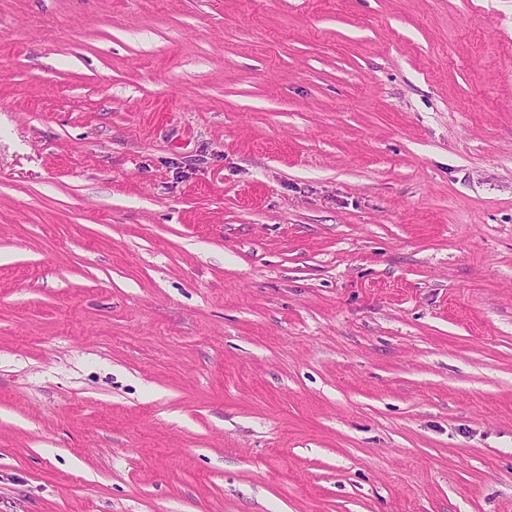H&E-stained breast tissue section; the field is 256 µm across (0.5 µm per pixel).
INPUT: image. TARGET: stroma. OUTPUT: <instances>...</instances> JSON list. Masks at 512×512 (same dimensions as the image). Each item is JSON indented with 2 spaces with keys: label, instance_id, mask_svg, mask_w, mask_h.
Masks as SVG:
<instances>
[{
  "label": "stroma",
  "instance_id": "35a3bbf8",
  "mask_svg": "<svg viewBox=\"0 0 512 512\" xmlns=\"http://www.w3.org/2000/svg\"><path fill=\"white\" fill-rule=\"evenodd\" d=\"M0 512H512V0H0Z\"/></svg>",
  "mask_w": 512,
  "mask_h": 512
}]
</instances>
